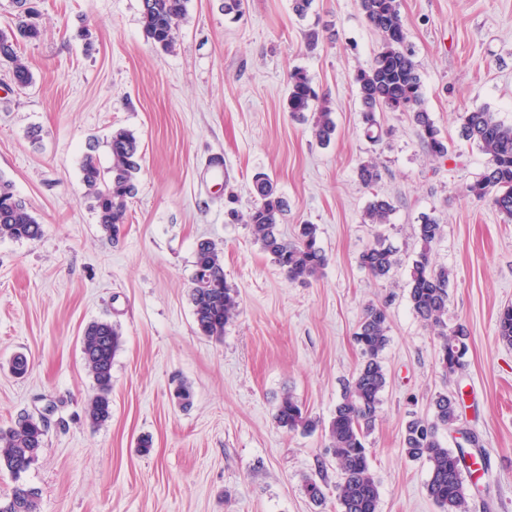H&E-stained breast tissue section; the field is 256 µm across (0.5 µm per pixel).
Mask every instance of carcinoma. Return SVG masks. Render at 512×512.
<instances>
[{"instance_id": "cac0c4a2", "label": "carcinoma", "mask_w": 512, "mask_h": 512, "mask_svg": "<svg viewBox=\"0 0 512 512\" xmlns=\"http://www.w3.org/2000/svg\"><path fill=\"white\" fill-rule=\"evenodd\" d=\"M144 34L155 47L170 52L176 42L179 21L186 14L188 0H141ZM359 7L369 27L378 34L379 45L370 66L354 77L361 103L360 123L366 138L377 143L384 134L380 115L385 112H409L419 139L435 159L449 154L448 139L442 135L431 114L424 108L423 84L413 52L406 44L405 20L400 0H359ZM39 13L30 7L18 17L15 28L0 30V67L12 75L14 84L24 89L32 81L28 66L18 55L21 41L39 37ZM319 95L302 70L288 76V111L305 117L313 110ZM336 124L326 104H321L313 123L315 137L328 142ZM461 137L475 144L486 156L480 176L466 186L467 196L488 203L507 224L512 223V124L501 121L496 113L480 107L460 115ZM112 166L102 170L96 155L88 153L81 163L82 181L95 201L98 224L109 235H116L126 223L127 200L137 194L141 172L140 146L128 130L112 133L109 141ZM364 186L377 184L382 174L379 166L362 162L356 170ZM254 187L258 203L248 212L245 223L290 282L304 284L319 273L327 262L318 243V227L301 224L294 239L284 238L279 230L284 201L277 194L271 178L259 173ZM395 210L393 201L374 196L366 207L362 223L387 224ZM43 235L41 224L27 203L17 196L10 181L0 177V238L36 241ZM443 235V225L427 214L420 217L416 238L420 249L413 260L407 283L413 312L434 331L439 340V361L445 376L465 366L470 330L463 322L448 327L450 273L431 260L433 246ZM359 263L376 280L390 277L398 265L396 250L386 237L375 233L374 241L360 254ZM193 286L190 291L197 333L220 338L224 329L239 313V294L224 278L223 253L216 243L203 239L195 251ZM388 302L369 306L354 341L362 363L336 403L326 429L327 447L336 461L339 481L336 500L339 512H378L379 488L371 469L366 439L373 430L386 386L381 355L388 342ZM501 341L512 346V305L497 316ZM119 328L110 321L90 323L82 337L85 367L96 393L88 401L85 413L93 425H102L112 416V360L121 346ZM459 400L453 393H439L432 403V417L412 418L406 422L402 445L405 455L428 463V496L440 512H466L464 468L471 453L446 447L439 430L452 428L459 420ZM275 419L289 431L311 433L318 422L307 415L292 395H284ZM45 424L29 414L19 416L6 429H0V470L20 477L38 459L44 448ZM37 493L23 484L14 486L6 500H0V512H36Z\"/></svg>"}]
</instances>
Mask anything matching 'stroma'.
I'll return each mask as SVG.
<instances>
[{"label": "stroma", "mask_w": 512, "mask_h": 512, "mask_svg": "<svg viewBox=\"0 0 512 512\" xmlns=\"http://www.w3.org/2000/svg\"><path fill=\"white\" fill-rule=\"evenodd\" d=\"M38 5L41 34L18 47L32 85L18 90L0 71V177L44 227L36 241L0 239V426L41 414L46 435L21 477L0 471V499L21 483L37 492V512H336L325 429L362 361L353 336L364 311L388 297L387 383L367 438L379 512H439L428 465L405 455L402 434L443 390L462 397L456 428L439 432L444 445L474 434L491 461L468 512H512V346L497 336L498 312L512 304V224L466 196L486 157L459 135L460 114L477 107L512 124V0H401L424 107L454 144L445 160L429 156L405 112L385 113L384 143L363 136L354 76L379 37L358 0H312L302 17L292 0H245L237 19L224 0H188L170 53L147 41L141 0ZM295 68L332 112L329 144L288 112ZM118 129L135 133L143 163L128 220L110 237L80 164L92 147L109 168ZM371 159L382 179L367 187L356 169ZM258 172L287 204L283 233L319 228L328 263L308 283L288 282L251 226L232 219L254 206ZM377 194L394 201L381 230L399 259L382 281L359 264L374 230L362 215ZM425 213L444 227L432 260L451 272L448 322L470 329L466 365L449 378L408 301ZM203 238L223 249L240 294L219 340L197 333L189 300ZM95 320L122 332L112 416L100 426L85 415L94 388L81 343ZM18 352L29 363L21 377L9 370ZM179 380L193 390L185 408L172 396ZM287 393L316 431L277 425ZM308 478L324 484V505L306 496Z\"/></svg>", "instance_id": "35a3bbf8"}]
</instances>
